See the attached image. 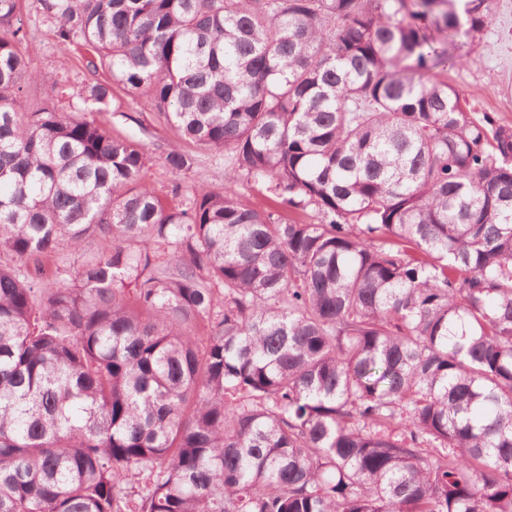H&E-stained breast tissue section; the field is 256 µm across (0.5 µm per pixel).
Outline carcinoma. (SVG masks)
<instances>
[{
    "label": "carcinoma",
    "mask_w": 512,
    "mask_h": 512,
    "mask_svg": "<svg viewBox=\"0 0 512 512\" xmlns=\"http://www.w3.org/2000/svg\"><path fill=\"white\" fill-rule=\"evenodd\" d=\"M36 2L86 80L0 0V512H512V128L437 72L494 0ZM114 82L224 191L164 204ZM32 15L28 40L31 45V68L50 73L59 80V88L55 92V103L60 112L73 110L72 100L68 93L71 87L84 82L85 71L82 67L81 55L76 47L59 46L52 38L48 26L41 18ZM185 150L193 155L192 168L181 176L186 186L185 195L176 199V203L188 202V196L193 188L205 187L217 191H224V156L215 155L211 152L198 151L189 144H184Z\"/></svg>",
    "instance_id": "obj_1"
}]
</instances>
